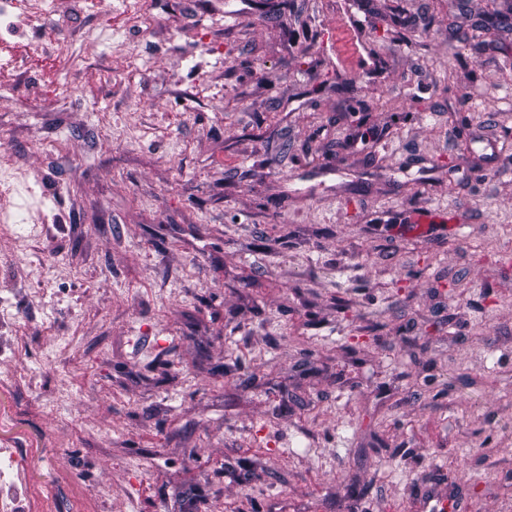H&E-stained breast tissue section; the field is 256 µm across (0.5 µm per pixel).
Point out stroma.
<instances>
[{"instance_id": "stroma-1", "label": "stroma", "mask_w": 512, "mask_h": 512, "mask_svg": "<svg viewBox=\"0 0 512 512\" xmlns=\"http://www.w3.org/2000/svg\"><path fill=\"white\" fill-rule=\"evenodd\" d=\"M153 2L45 0L73 76L0 97V448L51 512H512V0Z\"/></svg>"}]
</instances>
